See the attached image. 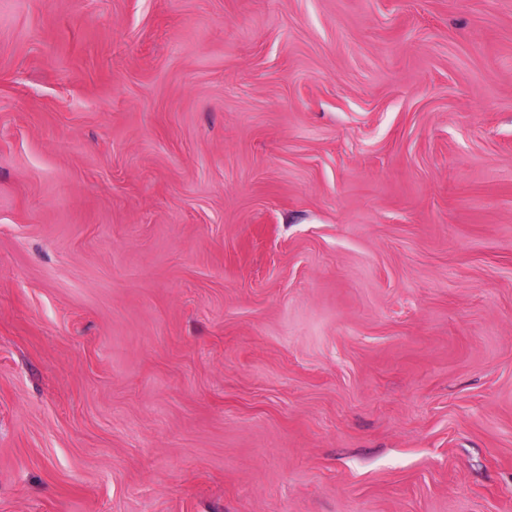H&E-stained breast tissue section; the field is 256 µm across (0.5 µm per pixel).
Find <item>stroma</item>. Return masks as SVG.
Returning <instances> with one entry per match:
<instances>
[{
  "instance_id": "35a3bbf8",
  "label": "stroma",
  "mask_w": 512,
  "mask_h": 512,
  "mask_svg": "<svg viewBox=\"0 0 512 512\" xmlns=\"http://www.w3.org/2000/svg\"><path fill=\"white\" fill-rule=\"evenodd\" d=\"M0 512H512V0H0Z\"/></svg>"
}]
</instances>
